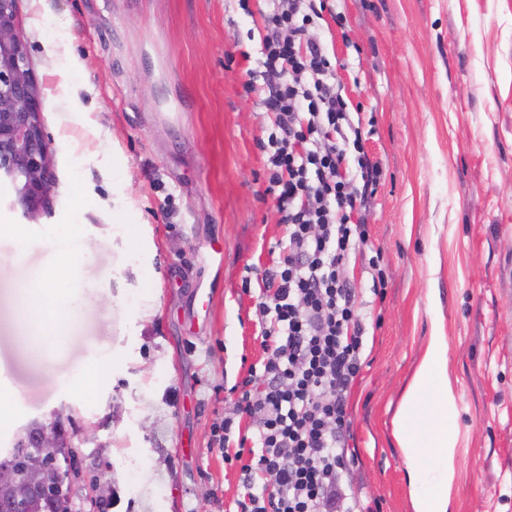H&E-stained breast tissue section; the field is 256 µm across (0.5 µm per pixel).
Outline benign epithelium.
Returning a JSON list of instances; mask_svg holds the SVG:
<instances>
[{
    "label": "benign epithelium",
    "instance_id": "benign-epithelium-1",
    "mask_svg": "<svg viewBox=\"0 0 512 512\" xmlns=\"http://www.w3.org/2000/svg\"><path fill=\"white\" fill-rule=\"evenodd\" d=\"M17 0H0V174L15 190V204L34 219L45 208L52 184L41 90L27 48L16 31ZM56 414L36 425L27 448L0 465V490L11 492V512H36L46 500H71L73 444Z\"/></svg>",
    "mask_w": 512,
    "mask_h": 512
}]
</instances>
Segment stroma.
Masks as SVG:
<instances>
[{
    "label": "stroma",
    "mask_w": 512,
    "mask_h": 512,
    "mask_svg": "<svg viewBox=\"0 0 512 512\" xmlns=\"http://www.w3.org/2000/svg\"><path fill=\"white\" fill-rule=\"evenodd\" d=\"M318 33L383 176L370 244L345 268L361 291L365 364L350 394L346 481L372 512H413L391 420L428 339L444 337L457 396L451 512H512V0H336ZM265 0H18L41 88L53 184L23 220L0 179V455L70 412L90 436L85 478L105 512H234L245 493L212 429L267 356L255 316L286 239L261 147ZM42 23L44 38L34 25ZM126 180L125 193L113 192ZM129 210L116 224L115 211ZM95 248L71 283L84 303L48 360L21 336L10 284L44 282L48 232ZM385 273L370 287V258ZM109 374L72 385L94 362Z\"/></svg>",
    "instance_id": "35a3bbf8"
}]
</instances>
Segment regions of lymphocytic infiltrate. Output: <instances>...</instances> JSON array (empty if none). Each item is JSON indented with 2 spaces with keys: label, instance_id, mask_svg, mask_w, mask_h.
I'll use <instances>...</instances> for the list:
<instances>
[{
  "label": "lymphocytic infiltrate",
  "instance_id": "f902f5d3",
  "mask_svg": "<svg viewBox=\"0 0 512 512\" xmlns=\"http://www.w3.org/2000/svg\"><path fill=\"white\" fill-rule=\"evenodd\" d=\"M267 2L266 192L287 242L256 304L268 356L240 383L236 411L256 422L251 437L236 439L246 489L236 512H358L343 474L355 460L348 397L363 368L366 328L343 270L368 243L365 213L382 169L365 154L325 47L310 34L331 0ZM267 476L275 491H256Z\"/></svg>",
  "mask_w": 512,
  "mask_h": 512
}]
</instances>
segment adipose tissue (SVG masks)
Masks as SVG:
<instances>
[{
	"label": "adipose tissue",
	"mask_w": 512,
	"mask_h": 512,
	"mask_svg": "<svg viewBox=\"0 0 512 512\" xmlns=\"http://www.w3.org/2000/svg\"><path fill=\"white\" fill-rule=\"evenodd\" d=\"M46 242L55 265L48 284L26 289L17 307L21 323L36 348L61 342L62 320L77 314L76 293L59 295V285L71 282L73 263L93 249L79 226L48 233ZM457 397L448 383L447 346L431 337L392 419L393 437L406 463L414 512H449V490L455 472Z\"/></svg>",
	"instance_id": "ef3b65f1"
}]
</instances>
